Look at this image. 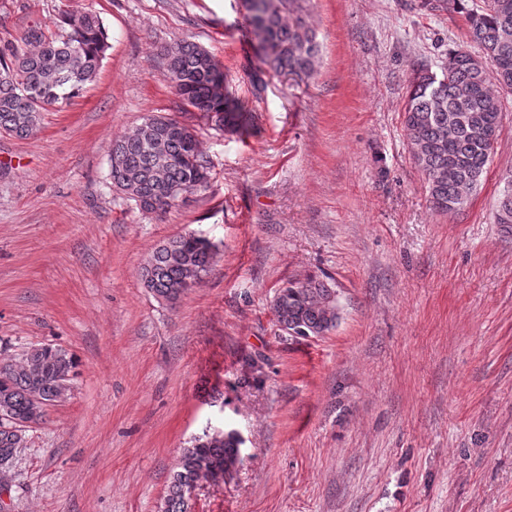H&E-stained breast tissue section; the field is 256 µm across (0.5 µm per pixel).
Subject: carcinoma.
<instances>
[{"mask_svg": "<svg viewBox=\"0 0 512 512\" xmlns=\"http://www.w3.org/2000/svg\"><path fill=\"white\" fill-rule=\"evenodd\" d=\"M299 0H243L246 21L268 63L277 71L311 76L318 61L315 32L298 15ZM432 11L457 13L469 42L497 75L512 80V0H423ZM61 32L29 28L20 43L0 49V133L33 135L48 108L68 103L92 83L108 48L99 15L67 10ZM169 80L181 103L211 126L235 135L253 133L254 116L226 86L220 62L207 49L180 39L163 50ZM503 104L487 71L465 46L448 52L441 73L413 70L404 106L405 131L415 165L425 176L435 210L463 207L478 185L494 146L481 139L499 132ZM210 162L199 149L194 129L171 116L153 115L112 142L109 179L112 190L144 213H165L184 193L208 187ZM499 202L495 221L512 228V180ZM217 247L185 233L157 247L141 267L144 288L158 301L175 305L209 271ZM337 291L313 276L279 288L273 311L285 336L301 327V337L323 336L336 327ZM76 376L73 354L40 345L0 361V468H12L24 441L18 421L38 423L45 408L67 399ZM236 442L222 429L202 431L183 449L170 478L160 512H192L189 490L201 482L232 475Z\"/></svg>", "mask_w": 512, "mask_h": 512, "instance_id": "1", "label": "carcinoma"}]
</instances>
